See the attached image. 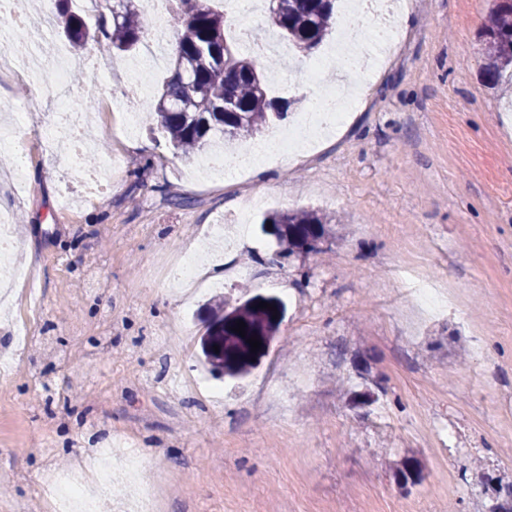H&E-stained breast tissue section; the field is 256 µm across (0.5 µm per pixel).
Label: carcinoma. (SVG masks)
Listing matches in <instances>:
<instances>
[{
	"instance_id": "cac0c4a2",
	"label": "carcinoma",
	"mask_w": 512,
	"mask_h": 512,
	"mask_svg": "<svg viewBox=\"0 0 512 512\" xmlns=\"http://www.w3.org/2000/svg\"><path fill=\"white\" fill-rule=\"evenodd\" d=\"M75 0H54V14L62 33L74 46L93 42L108 55L131 53L153 34V25L140 13L136 0H119L121 14L100 13L95 26L88 25ZM177 8L168 14L178 40L174 73L160 91L149 125H159L172 147L190 159L216 139L249 143L265 126L284 120L290 102L272 97L262 62L235 53L226 42L229 22L224 12L213 8V0H174ZM269 18L279 38L296 50L310 53L329 34L337 0H269ZM487 69L496 78L511 71L512 0H496L483 28ZM262 226L285 247L288 254H319L317 243L327 234L325 215L314 209L274 211ZM264 301L276 311L258 307ZM201 352L211 370L231 378L243 377L267 353L286 314L284 302L274 295H255L244 301L226 298L215 303ZM245 323L246 335L233 331L237 321ZM261 337L257 352L247 339ZM218 349H213V346Z\"/></svg>"
}]
</instances>
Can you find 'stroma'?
<instances>
[{
  "mask_svg": "<svg viewBox=\"0 0 512 512\" xmlns=\"http://www.w3.org/2000/svg\"><path fill=\"white\" fill-rule=\"evenodd\" d=\"M492 5L426 0L348 123L242 179L207 178L161 133L95 111L116 175L68 206L64 160L39 147L55 113L21 127L0 153V211L35 287L15 282L0 350L33 340L0 370V512H49L45 462L89 469L90 448L127 436L156 512H487L512 483V109L486 72ZM304 60L269 84L292 124L318 94L293 76ZM52 82L1 73L0 101L26 111ZM248 192L265 201L201 265L205 289L165 276ZM306 207L330 219L322 253L274 261L265 213ZM401 269L439 277L447 310L408 295ZM217 283L287 307L240 381L198 361ZM179 371L186 385L164 388ZM365 392L373 403L350 401Z\"/></svg>",
  "mask_w": 512,
  "mask_h": 512,
  "instance_id": "obj_1",
  "label": "stroma"
}]
</instances>
